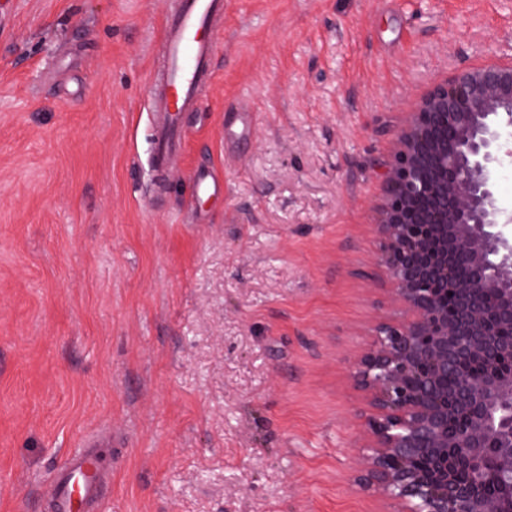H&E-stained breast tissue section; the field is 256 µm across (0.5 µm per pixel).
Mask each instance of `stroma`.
<instances>
[{
  "label": "stroma",
  "instance_id": "35a3bbf8",
  "mask_svg": "<svg viewBox=\"0 0 512 512\" xmlns=\"http://www.w3.org/2000/svg\"><path fill=\"white\" fill-rule=\"evenodd\" d=\"M174 0H0V512L99 426V512H380L350 360L396 316L372 226L416 101L512 56V0H227L173 173ZM256 112L249 136L225 120ZM215 169L224 195L192 200Z\"/></svg>",
  "mask_w": 512,
  "mask_h": 512
}]
</instances>
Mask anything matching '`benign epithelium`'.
<instances>
[{"mask_svg": "<svg viewBox=\"0 0 512 512\" xmlns=\"http://www.w3.org/2000/svg\"><path fill=\"white\" fill-rule=\"evenodd\" d=\"M512 58L456 71L396 135L374 231L401 317L350 366L352 483L385 512H512Z\"/></svg>", "mask_w": 512, "mask_h": 512, "instance_id": "7a95c632", "label": "benign epithelium"}]
</instances>
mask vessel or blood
I'll return each mask as SVG.
<instances>
[{
	"mask_svg": "<svg viewBox=\"0 0 512 512\" xmlns=\"http://www.w3.org/2000/svg\"><path fill=\"white\" fill-rule=\"evenodd\" d=\"M224 18V0H178L164 19L163 59L148 93L154 102L151 165L160 178H167L181 148L184 113L197 111L212 76L214 34ZM195 198L219 197L224 186L218 176L203 169L189 179ZM83 449L70 457L45 487L43 497L49 512H89L100 499L107 473L97 452V437L82 440Z\"/></svg>",
	"mask_w": 512,
	"mask_h": 512,
	"instance_id": "vessel-or-blood-1",
	"label": "vessel or blood"
}]
</instances>
